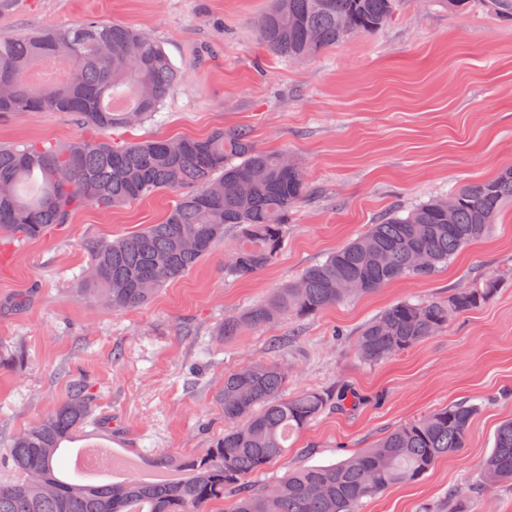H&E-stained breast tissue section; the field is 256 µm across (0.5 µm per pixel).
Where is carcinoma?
Instances as JSON below:
<instances>
[{"label": "carcinoma", "instance_id": "obj_1", "mask_svg": "<svg viewBox=\"0 0 512 512\" xmlns=\"http://www.w3.org/2000/svg\"><path fill=\"white\" fill-rule=\"evenodd\" d=\"M257 22L266 49L285 61L310 60L348 38L392 20L397 0H270ZM512 19V0H482ZM179 71L162 46L123 23L88 19L22 37H0V115L67 112L96 132L64 145H0V240L44 238L71 223L85 205L126 206L159 191L182 196L161 224L87 244L83 293L114 310L147 303L187 276L232 225L238 243L224 273L242 277L269 266L281 251L292 210L308 194L300 167L287 154L260 149L246 130L204 138L116 142L112 131L162 114ZM512 204V166L464 185L405 214L393 212L325 261L307 268L265 302L224 318L232 339L285 317L304 319L402 279H428L497 222ZM503 279L456 288L446 300H404L366 324L354 346L376 364L408 351L464 314L489 302ZM288 368L251 363L224 375L218 401L224 436L199 455L154 465L188 473L183 481L90 482L56 468L61 444L92 419L81 380L52 414L15 436L4 459L15 478L0 482V512H208L236 491L231 512H357L365 499L420 480L441 457L466 447L479 407L452 402L387 433L343 461L288 471L264 491L249 477L288 454V438L348 393L305 390L284 395ZM512 484V419L496 430L482 463V486Z\"/></svg>", "mask_w": 512, "mask_h": 512}]
</instances>
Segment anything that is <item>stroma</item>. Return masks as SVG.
<instances>
[{"label":"stroma","mask_w":512,"mask_h":512,"mask_svg":"<svg viewBox=\"0 0 512 512\" xmlns=\"http://www.w3.org/2000/svg\"><path fill=\"white\" fill-rule=\"evenodd\" d=\"M267 0H11L0 35L117 21L157 40L180 72L161 122L116 140L203 138L248 130L266 150L302 165L311 194L293 211L278 258L246 277L224 273L236 241L226 230L211 254L149 303L112 310L84 296L88 240L161 223L178 199L161 191L124 208L87 207L38 241L0 248V451L54 412L71 380L86 382L96 416L64 443L59 469L90 443L159 455L204 453L224 434L217 395L225 374L251 361L289 368L287 394L349 388L348 410H328L285 457L247 485L259 490L300 466L329 465L396 426L455 401L478 404L467 446L437 460L419 482L364 500L359 512H446L450 491L471 512H512V486L483 490L480 463L500 422L512 418V282L486 305L452 318L410 350L376 365L354 353L359 330L391 304L444 299L512 269V205L490 234L433 277L399 279L306 319L251 328L227 340L226 316L266 299L305 268L406 209L512 166V21L481 5L401 0L391 23L325 55L283 61L260 43ZM79 133L65 112L0 117V143L65 144Z\"/></svg>","instance_id":"obj_1"}]
</instances>
